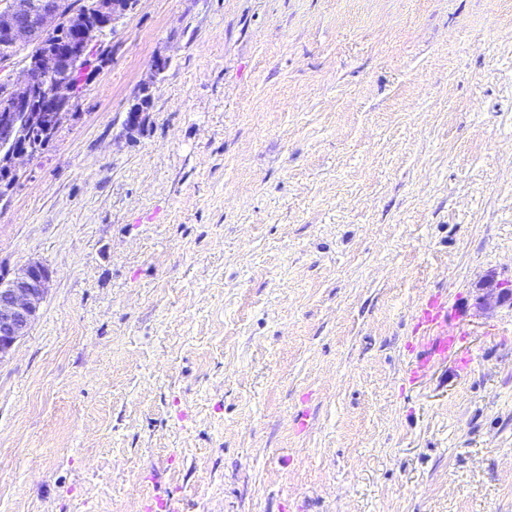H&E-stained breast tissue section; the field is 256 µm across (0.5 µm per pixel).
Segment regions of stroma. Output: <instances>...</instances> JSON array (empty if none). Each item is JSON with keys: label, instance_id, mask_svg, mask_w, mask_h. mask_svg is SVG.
I'll use <instances>...</instances> for the list:
<instances>
[{"label": "stroma", "instance_id": "35a3bbf8", "mask_svg": "<svg viewBox=\"0 0 512 512\" xmlns=\"http://www.w3.org/2000/svg\"><path fill=\"white\" fill-rule=\"evenodd\" d=\"M102 49L0 201V278L52 274L0 512H512V0H139ZM154 83H148L143 84L139 89V94L136 99V103L131 106V108L128 111L127 120L125 123V126L128 130L133 131L140 127L142 123V114L143 112H148L149 108L151 107L152 102V87ZM148 94L149 96V102L146 106L142 103V96ZM418 328L426 342L420 349L412 378L419 377L439 359H447L448 352L456 347L457 336L448 330V303L429 297L419 308Z\"/></svg>", "mask_w": 512, "mask_h": 512}]
</instances>
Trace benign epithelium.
Returning <instances> with one entry per match:
<instances>
[{"mask_svg": "<svg viewBox=\"0 0 512 512\" xmlns=\"http://www.w3.org/2000/svg\"><path fill=\"white\" fill-rule=\"evenodd\" d=\"M138 0H95L92 9L74 12L61 2L39 5L17 0L0 12V200L19 179V167L36 158L37 151L13 145L34 135L51 138L71 102L68 75L97 49L105 29L133 11ZM22 65L19 75L14 67ZM153 84L139 89L125 126L140 127L149 107L142 96ZM51 271L40 262L30 263L18 276L0 284V360L28 332L39 315L48 292Z\"/></svg>", "mask_w": 512, "mask_h": 512, "instance_id": "1", "label": "benign epithelium"}]
</instances>
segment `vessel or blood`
Listing matches in <instances>:
<instances>
[{"instance_id": "obj_1", "label": "vessel or blood", "mask_w": 512, "mask_h": 512, "mask_svg": "<svg viewBox=\"0 0 512 512\" xmlns=\"http://www.w3.org/2000/svg\"><path fill=\"white\" fill-rule=\"evenodd\" d=\"M418 327L425 342L414 363V374L420 375L436 361L447 358L457 343V337L448 329V304L429 297L419 308Z\"/></svg>"}]
</instances>
